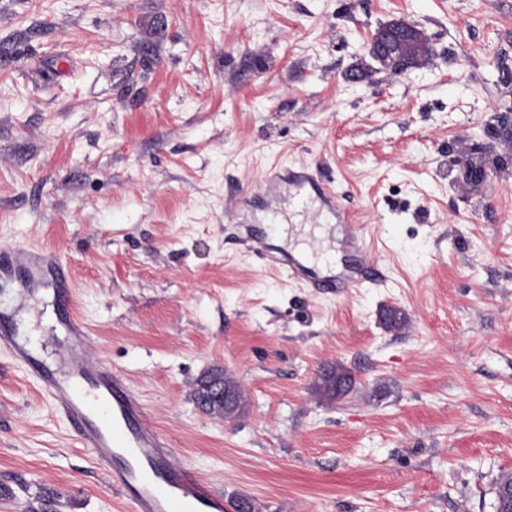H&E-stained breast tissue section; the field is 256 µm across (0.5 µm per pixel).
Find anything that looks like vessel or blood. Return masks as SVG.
I'll return each mask as SVG.
<instances>
[{
  "label": "vessel or blood",
  "mask_w": 512,
  "mask_h": 512,
  "mask_svg": "<svg viewBox=\"0 0 512 512\" xmlns=\"http://www.w3.org/2000/svg\"><path fill=\"white\" fill-rule=\"evenodd\" d=\"M283 183L291 190L289 215L308 217L317 204L333 218H341L331 191L314 174L292 170L269 179L273 190ZM244 240L248 251L264 264L284 270L307 288L342 294L384 281L382 270L374 265L350 266L341 276L322 279L295 248L269 249L251 227L246 228ZM20 273L25 274L26 285L53 289L58 322L68 338L64 374L44 370L34 362L29 368L74 437L126 499L128 512H228L221 491L196 469L175 460L166 439L148 423L143 403L124 376L87 353V336L73 310L68 266L60 253L27 245L0 247V280L10 281Z\"/></svg>",
  "instance_id": "obj_1"
}]
</instances>
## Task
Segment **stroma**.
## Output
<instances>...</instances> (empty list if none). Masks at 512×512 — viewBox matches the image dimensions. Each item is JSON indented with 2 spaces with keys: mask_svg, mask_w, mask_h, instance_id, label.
I'll return each instance as SVG.
<instances>
[{
  "mask_svg": "<svg viewBox=\"0 0 512 512\" xmlns=\"http://www.w3.org/2000/svg\"><path fill=\"white\" fill-rule=\"evenodd\" d=\"M433 55L348 75L380 23ZM0 245L66 258L87 350L126 378L177 460L260 512H494L512 472V0H0ZM487 161L473 184L470 164ZM305 168L386 281L339 297L270 273L224 217ZM352 261L341 225L311 216ZM52 292L0 283V315L64 370ZM402 308L387 331L382 307ZM355 377L320 399L322 367ZM232 372L249 401L198 410ZM28 368L0 349V512H121ZM210 378H216V386L230 392L235 397V408L231 414L225 413L224 405L221 404L220 400H216L211 395H205L203 393L201 389L202 382ZM193 397L196 404L201 405V410L203 412L220 416L224 415V420H235L240 418L246 412L248 407V400L239 381L231 373H228L220 367H213L209 369L197 380Z\"/></svg>",
  "mask_w": 512,
  "mask_h": 512,
  "instance_id": "obj_1",
  "label": "stroma"
}]
</instances>
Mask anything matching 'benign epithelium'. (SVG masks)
<instances>
[{
  "label": "benign epithelium",
  "mask_w": 512,
  "mask_h": 512,
  "mask_svg": "<svg viewBox=\"0 0 512 512\" xmlns=\"http://www.w3.org/2000/svg\"><path fill=\"white\" fill-rule=\"evenodd\" d=\"M425 36L424 30L402 18L392 19L379 26L366 45V60L362 61L361 75L353 76V80L370 79L382 71L392 77H399L423 68L420 44ZM383 60L387 65L377 67Z\"/></svg>",
  "instance_id": "7a95c632"
}]
</instances>
